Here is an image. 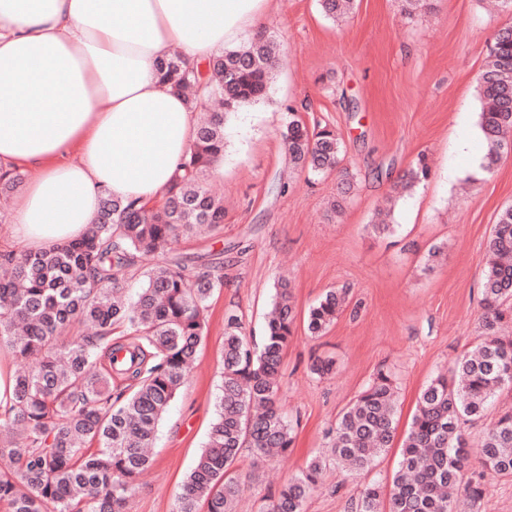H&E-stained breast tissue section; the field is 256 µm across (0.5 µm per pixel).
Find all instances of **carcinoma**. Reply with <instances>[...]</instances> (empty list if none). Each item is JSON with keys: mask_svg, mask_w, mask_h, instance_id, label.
<instances>
[{"mask_svg": "<svg viewBox=\"0 0 512 512\" xmlns=\"http://www.w3.org/2000/svg\"><path fill=\"white\" fill-rule=\"evenodd\" d=\"M354 0H319L334 21ZM276 42L257 32L242 47L226 48L205 70L180 56L158 62L161 79L191 103L219 97L224 111L198 124L181 174L159 206H139L102 194L88 232L62 246L17 256L0 252V346L33 367L13 374L12 405L0 414V506L5 512H126L138 477L152 466L156 427L184 384L205 338L206 311L224 286L188 259L172 254L178 238L212 233L224 223V201L206 186L224 156V113L262 99L278 64ZM480 129L489 171L512 149V25L497 31L479 77ZM289 163L311 178L337 173L346 189L353 175L340 167L341 143L326 128L309 129L290 113L281 131ZM429 176L419 159L404 176L413 188ZM22 182L0 173V202ZM162 262L143 272L126 298L129 269L140 256ZM349 289L327 291L309 308L307 332L320 336L344 312ZM480 341L420 391L390 485L374 481L361 491L355 512H453L461 496L469 512H483L491 479L512 477V413L501 415L472 448L460 418L479 421L497 396L512 392V206L505 208L488 242L482 284ZM296 308L290 282H277L261 349L254 348L241 317L224 313L223 372L208 440L187 475L174 512H235L243 484L232 467L245 448L258 459L286 458L296 435L281 410L282 354L294 338ZM74 323L92 329L69 336ZM122 327L125 334L113 337ZM108 368H100L102 362ZM129 382L114 391L113 378ZM398 394L378 371L336 419L327 452L336 464L361 471L396 437ZM478 468L471 470V460ZM325 461L311 458L264 512H305Z\"/></svg>", "mask_w": 512, "mask_h": 512, "instance_id": "1", "label": "carcinoma"}]
</instances>
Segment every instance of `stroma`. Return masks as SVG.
I'll list each match as a JSON object with an SVG mask.
<instances>
[{
	"label": "stroma",
	"mask_w": 512,
	"mask_h": 512,
	"mask_svg": "<svg viewBox=\"0 0 512 512\" xmlns=\"http://www.w3.org/2000/svg\"><path fill=\"white\" fill-rule=\"evenodd\" d=\"M510 24L512 14L494 0H432L411 19L403 0H356L336 23L318 0H271L255 30L274 35L283 61L263 99L227 115L224 174L207 178L224 199V223L173 245L199 264L220 263L224 286L209 301L195 367L158 424L155 463L140 476L129 512H173L214 418L224 314L237 311L262 342L279 277L291 281L298 312L345 285L360 309L341 314L321 337L296 331L280 392L283 411L297 421L295 448L281 461L241 453L233 469L250 481L239 512H261L324 451L337 415L378 370L399 388L403 431L421 388L479 341L487 243L512 206V154L483 170L477 86L490 42ZM292 112L338 135L354 175L348 197L335 174L314 180L289 165L280 132ZM421 158L429 178L397 201L394 233L375 234L377 209ZM442 243L446 258L428 265L430 248ZM317 356L335 360L331 376L311 372ZM399 457L392 447L368 472L328 464L306 512H349L366 484L391 478Z\"/></svg>",
	"instance_id": "1"
}]
</instances>
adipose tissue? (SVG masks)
<instances>
[{
  "label": "adipose tissue",
  "mask_w": 512,
  "mask_h": 512,
  "mask_svg": "<svg viewBox=\"0 0 512 512\" xmlns=\"http://www.w3.org/2000/svg\"><path fill=\"white\" fill-rule=\"evenodd\" d=\"M269 0H0V169L35 176L11 237L46 250L82 236L103 191L150 206L196 130L157 64L199 63L237 40Z\"/></svg>",
  "instance_id": "adipose-tissue-1"
}]
</instances>
